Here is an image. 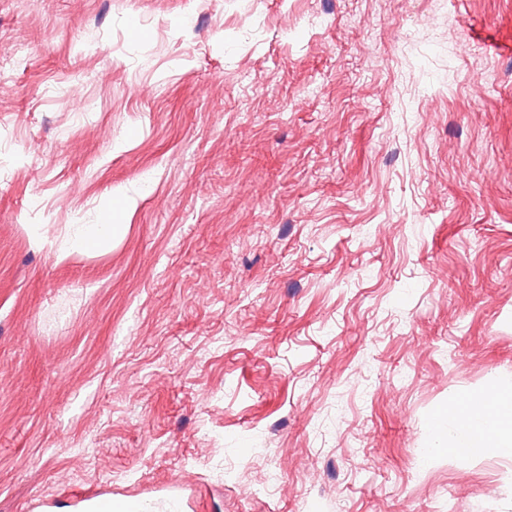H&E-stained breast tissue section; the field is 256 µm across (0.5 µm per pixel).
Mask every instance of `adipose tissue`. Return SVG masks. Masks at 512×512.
Masks as SVG:
<instances>
[{"instance_id":"adipose-tissue-1","label":"adipose tissue","mask_w":512,"mask_h":512,"mask_svg":"<svg viewBox=\"0 0 512 512\" xmlns=\"http://www.w3.org/2000/svg\"><path fill=\"white\" fill-rule=\"evenodd\" d=\"M121 232V225L113 223L111 211L106 208L99 223L80 225L72 237L61 243L60 249L103 250ZM448 411L467 420L466 428L455 440L456 447L476 455L489 447L512 454V426L507 423L512 417V382L493 385L477 396L462 399L449 406Z\"/></svg>"}]
</instances>
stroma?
<instances>
[{
	"mask_svg": "<svg viewBox=\"0 0 512 512\" xmlns=\"http://www.w3.org/2000/svg\"><path fill=\"white\" fill-rule=\"evenodd\" d=\"M506 380L512 0H0V512H512ZM123 225L112 224L111 211L105 207L101 212L99 224H82L72 237L60 244L62 252L71 249L103 250L112 245V242L121 234ZM493 413L512 417V382L493 385L475 397H466L448 407V414H462L467 420L466 428L456 438L453 447L464 448L472 455L495 447L511 455V421L508 424L495 423L491 416ZM83 512H145L139 499H113L112 493H95L89 496L77 495Z\"/></svg>",
	"mask_w": 512,
	"mask_h": 512,
	"instance_id": "stroma-1",
	"label": "stroma"
}]
</instances>
